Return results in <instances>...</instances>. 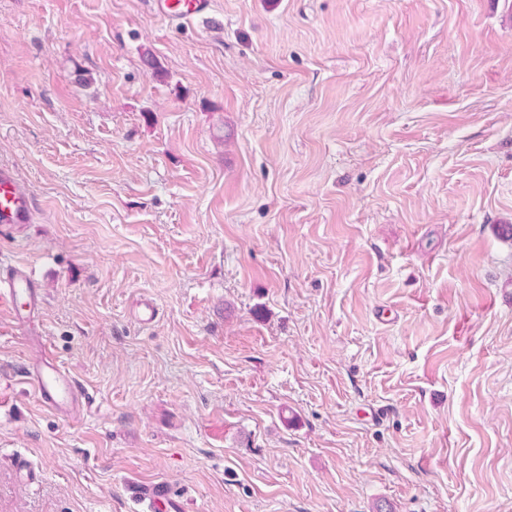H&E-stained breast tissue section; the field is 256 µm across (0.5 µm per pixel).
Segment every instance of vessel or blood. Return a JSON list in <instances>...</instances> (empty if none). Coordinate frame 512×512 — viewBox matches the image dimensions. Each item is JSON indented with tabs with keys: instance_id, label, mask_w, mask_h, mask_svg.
<instances>
[{
	"instance_id": "obj_1",
	"label": "vessel or blood",
	"mask_w": 512,
	"mask_h": 512,
	"mask_svg": "<svg viewBox=\"0 0 512 512\" xmlns=\"http://www.w3.org/2000/svg\"><path fill=\"white\" fill-rule=\"evenodd\" d=\"M155 7L160 18L179 25L209 15L212 0H156ZM33 212V200L27 188L13 171L0 167V225L31 223ZM42 304V291L30 267L0 262V312L8 315L14 327L27 330ZM25 379L49 410L72 418L83 413L86 400L83 389L46 348H39L30 361ZM141 500L149 512H170L175 506L168 486L160 483L143 490Z\"/></svg>"
}]
</instances>
